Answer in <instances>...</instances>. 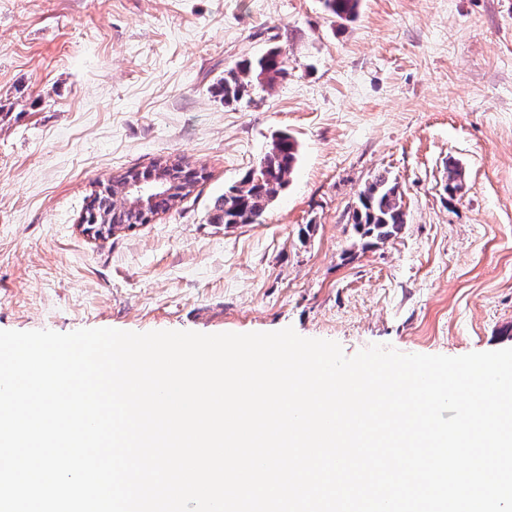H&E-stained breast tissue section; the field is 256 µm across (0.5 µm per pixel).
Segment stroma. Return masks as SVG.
I'll list each match as a JSON object with an SVG mask.
<instances>
[{
    "mask_svg": "<svg viewBox=\"0 0 512 512\" xmlns=\"http://www.w3.org/2000/svg\"><path fill=\"white\" fill-rule=\"evenodd\" d=\"M279 48L288 74L215 92ZM281 132L299 162L256 224H215ZM172 157L194 193L105 239L97 182ZM462 190H444L449 162ZM396 176L408 221L349 209ZM461 356L512 348V0H0V330L272 332ZM324 11L340 19L352 20L359 13L360 0H321ZM349 220L365 246L396 236L407 223L396 176L387 170L374 175L358 194Z\"/></svg>",
    "mask_w": 512,
    "mask_h": 512,
    "instance_id": "1",
    "label": "stroma"
}]
</instances>
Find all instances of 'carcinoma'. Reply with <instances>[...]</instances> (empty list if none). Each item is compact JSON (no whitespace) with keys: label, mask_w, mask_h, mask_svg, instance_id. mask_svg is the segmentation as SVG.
I'll return each instance as SVG.
<instances>
[{"label":"carcinoma","mask_w":512,"mask_h":512,"mask_svg":"<svg viewBox=\"0 0 512 512\" xmlns=\"http://www.w3.org/2000/svg\"><path fill=\"white\" fill-rule=\"evenodd\" d=\"M321 4L327 14L352 20L359 13L360 0H321ZM263 72L267 74L269 85L287 75L280 52L276 49L243 59L224 72L217 93L226 104L238 102L250 94ZM298 158L297 142L288 135L279 137L258 166L246 173L241 185L224 192L212 222L225 225L259 223L265 211L288 185ZM460 189L461 171L457 163L450 161L445 191L452 197ZM349 220L367 246L396 236L407 223L398 179L387 170L374 175L358 194Z\"/></svg>","instance_id":"carcinoma-1"}]
</instances>
